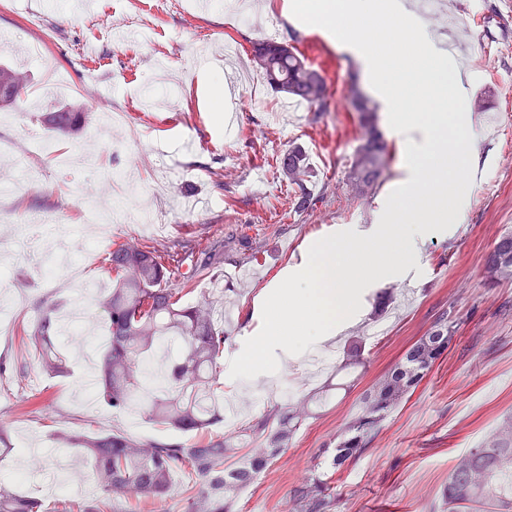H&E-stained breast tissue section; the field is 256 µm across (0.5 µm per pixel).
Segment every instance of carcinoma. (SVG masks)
<instances>
[{
	"instance_id": "1",
	"label": "carcinoma",
	"mask_w": 512,
	"mask_h": 512,
	"mask_svg": "<svg viewBox=\"0 0 512 512\" xmlns=\"http://www.w3.org/2000/svg\"><path fill=\"white\" fill-rule=\"evenodd\" d=\"M252 61L275 93L306 103L316 119L325 111L329 97L325 78L294 46L258 42L253 46ZM27 83L23 73L0 63V112L15 110ZM351 105L358 112L362 144L355 152L348 180L357 195L367 196L381 184L388 160L376 126L377 104L357 94ZM87 119L84 110L67 109L49 113L44 123L54 132L72 136L84 128ZM276 164L288 182L289 208L296 212L313 208L314 197L306 185V152L292 145ZM211 258L212 254L203 252L199 264L178 274V287L174 288L170 285L174 271L156 248L129 242L108 253L116 286L96 302L106 313L110 329L109 343L98 365L97 399L119 411L137 402L146 419L182 434L197 433L221 422L217 380L227 340L224 326L206 299L194 303L184 300L192 293L190 285L199 271L211 265ZM487 266L494 274L512 275V233L495 243ZM58 333V321L51 310L42 312L35 323L19 326V335L38 353L41 369L50 374L64 368L55 350ZM450 333L444 315L365 393L332 449V469H342L366 449L381 422L415 391L448 349ZM160 340L172 350L168 369L158 394L141 399L139 362ZM363 352V341L350 342L343 369L359 365ZM333 390L334 385L328 383L302 401L272 410L258 423L262 435L258 443L244 431L237 432L233 441L165 445L133 441L115 432L70 434L64 438L66 447L89 459L91 478L101 495L83 505L80 512H104L108 501L114 507L129 499L162 501L181 466L192 469L201 481L199 489L186 499L185 512H239L242 492L288 450L298 427L314 409L330 400ZM444 498L448 512H512V416L493 430L488 441L457 460L448 474ZM330 509L327 482L313 473L304 477L293 491V512ZM0 512H42V504L0 488Z\"/></svg>"
}]
</instances>
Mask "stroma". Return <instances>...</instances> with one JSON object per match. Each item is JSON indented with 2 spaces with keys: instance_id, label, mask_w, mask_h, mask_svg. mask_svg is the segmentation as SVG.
Returning <instances> with one entry per match:
<instances>
[{
  "instance_id": "stroma-1",
  "label": "stroma",
  "mask_w": 512,
  "mask_h": 512,
  "mask_svg": "<svg viewBox=\"0 0 512 512\" xmlns=\"http://www.w3.org/2000/svg\"><path fill=\"white\" fill-rule=\"evenodd\" d=\"M128 0H14L0 6V32L14 41L35 36L26 23L41 22L48 56L29 58L30 80L18 110L0 126V140L32 156L36 178L20 183L0 158V183L11 186L10 210L0 213V299L12 324L0 331V360L25 366L24 381L0 373V434L17 445L0 460V488L40 500L45 512H67L97 498L89 463L74 454L67 472L60 434L112 430L137 441H184L182 433L151 422L137 411H112L93 401L99 351L83 356L79 336L61 333L62 373L44 372L25 349L16 325L32 321L41 306L64 315L79 297L61 283L48 287L40 252L53 248L85 264L96 296L116 281L108 252L141 242L169 253L186 268L202 250L223 251L197 277L194 297L209 296L225 314L227 341L220 359L225 404L240 408L235 424H218L220 439L255 425L274 408L310 395L339 372L349 342L365 343L363 363L335 398L317 409L295 433L285 456L243 493L241 512H292L291 496L304 476L324 467V449L355 412L375 380L398 362L439 317L453 338L444 356L406 402L381 425L367 449L344 469L328 475L331 512H446L442 493L457 458L488 439L512 415V277L491 280L487 256L512 232V0H446L448 37L472 41L462 70L486 111L468 112L473 136V182L461 223L430 233L416 253L415 283L388 277L362 294L360 311L342 323L338 339L309 354L293 356L268 387L231 379L230 361L262 325L261 295L287 267L299 265L308 246L352 229L372 233L388 195L401 184L405 159L391 129H384L389 166L374 195H355L346 180L360 144L353 92L368 93L358 61L313 27L285 16L279 7L262 11L249 0H212L209 13L194 6L151 15V26H127ZM293 40L297 51L324 76L329 110L294 127L288 99L265 79L242 86L235 130L212 119L205 72L221 77L225 41L239 54L232 63L250 66L254 43ZM82 45L74 54V45ZM82 106L89 120L81 133L55 139L61 167L40 149L45 112ZM301 146L310 162L307 185L316 204L294 212L288 183L276 159ZM198 481L177 470L166 501L129 500L123 512H183Z\"/></svg>"
}]
</instances>
